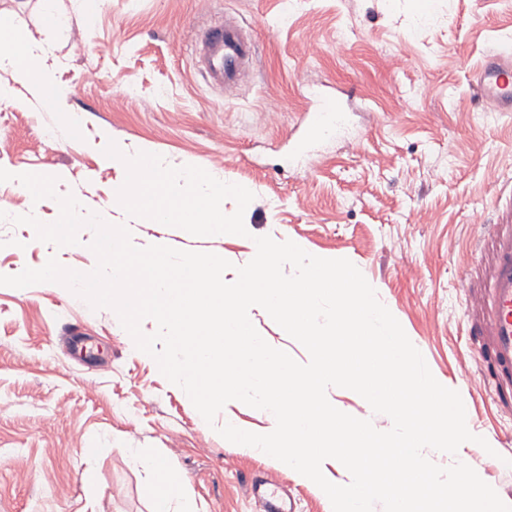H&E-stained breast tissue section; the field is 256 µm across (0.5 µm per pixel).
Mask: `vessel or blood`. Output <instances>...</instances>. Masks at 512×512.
<instances>
[{"mask_svg": "<svg viewBox=\"0 0 512 512\" xmlns=\"http://www.w3.org/2000/svg\"><path fill=\"white\" fill-rule=\"evenodd\" d=\"M193 46L201 71L209 84L235 90L252 65L256 44L251 33L228 18L195 34ZM486 103L497 112H512V57L497 54L486 58L475 74ZM344 121L340 100L321 95L305 115L307 136L338 132ZM486 303L491 312L492 348L500 379L512 381V237L501 242L497 265L490 279ZM250 495L259 512H298L290 493L255 480Z\"/></svg>", "mask_w": 512, "mask_h": 512, "instance_id": "vessel-or-blood-1", "label": "vessel or blood"}]
</instances>
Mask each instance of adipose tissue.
Wrapping results in <instances>:
<instances>
[{"label": "adipose tissue", "instance_id": "obj_1", "mask_svg": "<svg viewBox=\"0 0 512 512\" xmlns=\"http://www.w3.org/2000/svg\"><path fill=\"white\" fill-rule=\"evenodd\" d=\"M49 50L42 43L17 38L11 25L0 17V71L14 72L21 81L40 77L51 97L66 99L68 91L52 79L53 68L48 65ZM143 465L150 471L151 512H197L191 505H180L178 488L180 476L160 459L146 457Z\"/></svg>", "mask_w": 512, "mask_h": 512}]
</instances>
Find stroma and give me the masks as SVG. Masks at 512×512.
I'll list each match as a JSON object with an SVG mask.
<instances>
[{
  "mask_svg": "<svg viewBox=\"0 0 512 512\" xmlns=\"http://www.w3.org/2000/svg\"><path fill=\"white\" fill-rule=\"evenodd\" d=\"M416 2L64 0L57 27L44 19L48 0H0L17 36L50 46L54 76L70 89L51 105L42 87L0 71L17 95L0 101V168L56 177L58 195L126 225L136 246L163 238L234 264L251 260L249 241L112 210L122 174L99 164L98 145H137L250 187L252 235L299 241L362 272L436 380L460 393L470 431L487 441L465 443L463 461L512 506V386L495 379L483 304L498 245L512 235V112L483 110L473 86L486 54L512 53V0H435L424 22ZM229 13L257 42L233 96L207 85L189 43ZM315 91L343 93L346 130L299 157ZM0 209V275L52 257L69 269L95 264L91 229L61 252L12 223L29 211L17 182L0 183ZM22 238L20 255L11 244ZM228 418L267 425L265 411L239 401L206 423L112 309L89 312L58 283L0 286V512H150L138 453L177 471L200 512H256V475L287 485L300 512H332L295 470L225 440Z\"/></svg>",
  "mask_w": 512,
  "mask_h": 512,
  "instance_id": "35a3bbf8",
  "label": "stroma"
}]
</instances>
